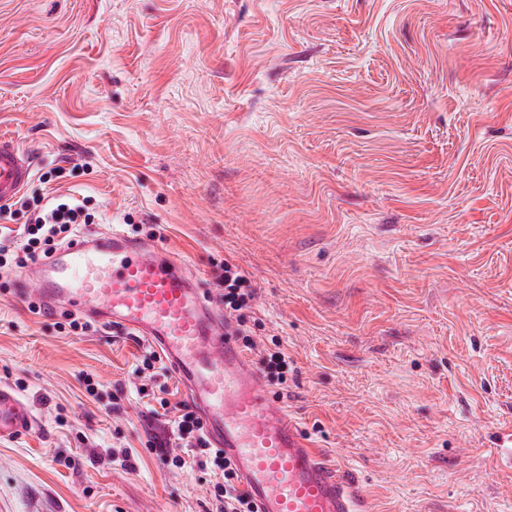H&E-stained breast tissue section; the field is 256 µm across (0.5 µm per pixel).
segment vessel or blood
Wrapping results in <instances>:
<instances>
[{"instance_id":"1","label":"vessel or blood","mask_w":512,"mask_h":512,"mask_svg":"<svg viewBox=\"0 0 512 512\" xmlns=\"http://www.w3.org/2000/svg\"><path fill=\"white\" fill-rule=\"evenodd\" d=\"M29 155L0 134V203L32 176ZM13 288L45 315H94L152 344L179 376L206 434L235 466L257 512H364L344 473L330 468L248 365L185 263L119 230L85 232L18 275ZM26 403L0 383V440L31 429Z\"/></svg>"}]
</instances>
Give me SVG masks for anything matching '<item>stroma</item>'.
<instances>
[{"label":"stroma","mask_w":512,"mask_h":512,"mask_svg":"<svg viewBox=\"0 0 512 512\" xmlns=\"http://www.w3.org/2000/svg\"><path fill=\"white\" fill-rule=\"evenodd\" d=\"M1 133L208 299L246 271L272 393L368 512H512V0H0ZM30 303L0 290L33 415L0 512H211L144 447L137 339ZM63 321H57L54 325L58 328L60 333L67 332L74 335H87L88 333L95 332V326L89 322L84 321L83 318L74 313H62Z\"/></svg>","instance_id":"obj_1"}]
</instances>
